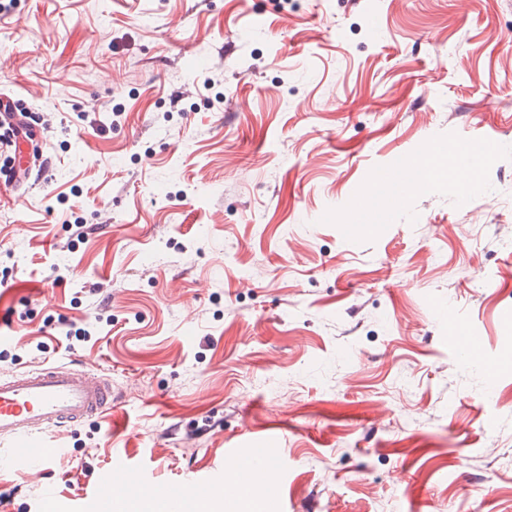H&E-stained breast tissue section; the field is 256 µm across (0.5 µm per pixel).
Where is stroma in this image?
Masks as SVG:
<instances>
[{"instance_id":"35a3bbf8","label":"stroma","mask_w":512,"mask_h":512,"mask_svg":"<svg viewBox=\"0 0 512 512\" xmlns=\"http://www.w3.org/2000/svg\"><path fill=\"white\" fill-rule=\"evenodd\" d=\"M9 7L0 94L45 148L0 190V370L76 357L112 410L44 472L0 444L5 512H94L116 460L178 485L271 435L287 512H512V0ZM489 139L469 187L362 219L371 173ZM431 299L484 336L496 381ZM430 314L441 323H448V336L458 349L463 361L479 366L490 381H494L499 374V363L488 357L485 350L483 336H479L464 326L454 308H448L437 301L429 302ZM463 327L462 336L457 332Z\"/></svg>"}]
</instances>
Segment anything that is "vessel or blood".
<instances>
[{"label":"vessel or blood","instance_id":"obj_1","mask_svg":"<svg viewBox=\"0 0 512 512\" xmlns=\"http://www.w3.org/2000/svg\"><path fill=\"white\" fill-rule=\"evenodd\" d=\"M434 318L447 324L448 332L463 361L479 366L488 379H496L499 364L488 357L482 336L463 330L455 309L439 302L429 304ZM112 407V383L75 364L63 362L0 375V442H8L12 465L28 469L50 466L61 446L50 439V431H63L88 419L102 416ZM233 475L222 472L204 479L192 478L184 485H161L144 481L127 466L103 475L97 486V512H120L122 504L110 493L111 486L140 485L143 491L160 498L173 512H190V504L202 494L221 491L236 498L254 492L263 495L265 512H283V500L274 498L273 488L283 483L286 466L276 442L263 441L261 447L225 454Z\"/></svg>","mask_w":512,"mask_h":512}]
</instances>
